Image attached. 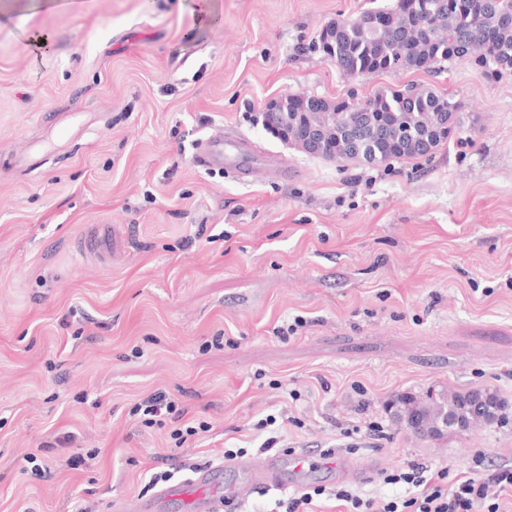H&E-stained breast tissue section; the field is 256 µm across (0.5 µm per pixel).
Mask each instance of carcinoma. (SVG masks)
<instances>
[{
  "label": "carcinoma",
  "mask_w": 512,
  "mask_h": 512,
  "mask_svg": "<svg viewBox=\"0 0 512 512\" xmlns=\"http://www.w3.org/2000/svg\"><path fill=\"white\" fill-rule=\"evenodd\" d=\"M332 45L322 51L351 78L408 69L437 71L453 59H467L482 75L512 74V0H395L366 10L356 19L330 25ZM316 96H288L284 128L302 131L326 125L323 155L338 162L381 165L395 159L428 156L462 126L460 105L426 87L384 90L359 112H323ZM429 135L425 150L420 138ZM397 414L420 417L419 433L431 437L450 429L490 423L500 408L491 391H454L436 400L398 399Z\"/></svg>",
  "instance_id": "carcinoma-1"
}]
</instances>
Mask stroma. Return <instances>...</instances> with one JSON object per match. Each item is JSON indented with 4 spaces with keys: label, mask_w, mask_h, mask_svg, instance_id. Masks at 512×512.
Segmentation results:
<instances>
[{
    "label": "stroma",
    "mask_w": 512,
    "mask_h": 512,
    "mask_svg": "<svg viewBox=\"0 0 512 512\" xmlns=\"http://www.w3.org/2000/svg\"><path fill=\"white\" fill-rule=\"evenodd\" d=\"M386 2L0 0V512H114L154 468L262 461L270 415L275 452L373 472L316 475L313 512H341L342 486L407 497L386 478L412 463L512 467V75L458 59L345 78L322 29ZM407 85L461 105L429 158L330 162L262 122L285 95ZM215 133L261 150L260 172L197 167ZM486 388L505 420L439 438L391 408ZM160 389L211 431L178 449L179 421L145 425L132 408ZM68 431L97 453L77 470L53 445ZM32 454L49 478L24 474Z\"/></svg>",
    "instance_id": "35a3bbf8"
}]
</instances>
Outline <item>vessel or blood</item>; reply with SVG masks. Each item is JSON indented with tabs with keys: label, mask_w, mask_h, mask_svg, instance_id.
<instances>
[{
	"label": "vessel or blood",
	"mask_w": 512,
	"mask_h": 512,
	"mask_svg": "<svg viewBox=\"0 0 512 512\" xmlns=\"http://www.w3.org/2000/svg\"><path fill=\"white\" fill-rule=\"evenodd\" d=\"M240 140H227L216 135L204 141L196 154L198 167L211 169L223 166L245 150ZM335 450H326L320 457L305 451H292L287 468H280L275 459H268L261 470L252 462L231 460L213 463L194 471L185 480L160 489L155 497L129 504V512H154L166 501H182L187 512H232L242 493L255 487L267 490L296 489L303 478L318 469L333 470L339 466Z\"/></svg>",
	"instance_id": "obj_1"
}]
</instances>
